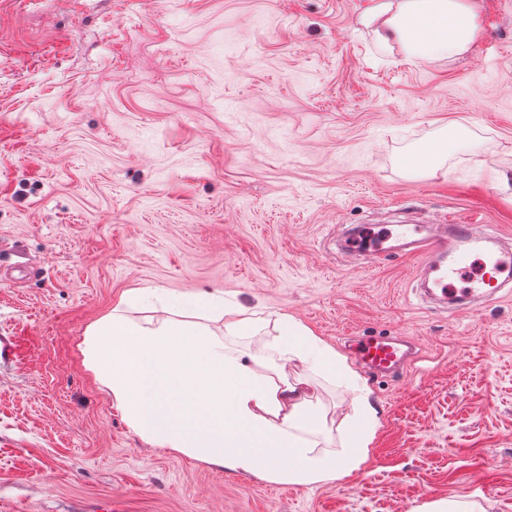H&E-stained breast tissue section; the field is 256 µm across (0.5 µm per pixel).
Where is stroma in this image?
<instances>
[{
  "label": "stroma",
  "mask_w": 512,
  "mask_h": 512,
  "mask_svg": "<svg viewBox=\"0 0 512 512\" xmlns=\"http://www.w3.org/2000/svg\"><path fill=\"white\" fill-rule=\"evenodd\" d=\"M478 4L469 53L415 64L376 51L369 0H0V512H512V289L443 313L422 258L341 247L418 204L512 245V0ZM448 126L464 150L409 170ZM135 289L422 356L353 362L379 418L361 470L270 484L149 447L84 368L85 329ZM354 350L359 360L381 376L392 368L406 369L416 357V343L411 336H363ZM480 504L475 501L467 500H448L440 499L421 508L416 509L418 512H483Z\"/></svg>",
  "instance_id": "1"
}]
</instances>
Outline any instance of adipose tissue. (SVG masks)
I'll list each match as a JSON object with an SVG mask.
<instances>
[{"instance_id":"adipose-tissue-1","label":"adipose tissue","mask_w":512,"mask_h":512,"mask_svg":"<svg viewBox=\"0 0 512 512\" xmlns=\"http://www.w3.org/2000/svg\"><path fill=\"white\" fill-rule=\"evenodd\" d=\"M362 23L380 47L401 44L418 63L467 53L480 27L476 0H371ZM133 294L89 325L79 344L85 368L129 428L150 447L253 475L316 489L367 461L377 412L345 356L288 315L269 320L199 291L134 319ZM266 332L276 361L244 355L230 336ZM325 369L353 397L334 416L307 374ZM347 433L340 450L322 448L329 425Z\"/></svg>"}]
</instances>
